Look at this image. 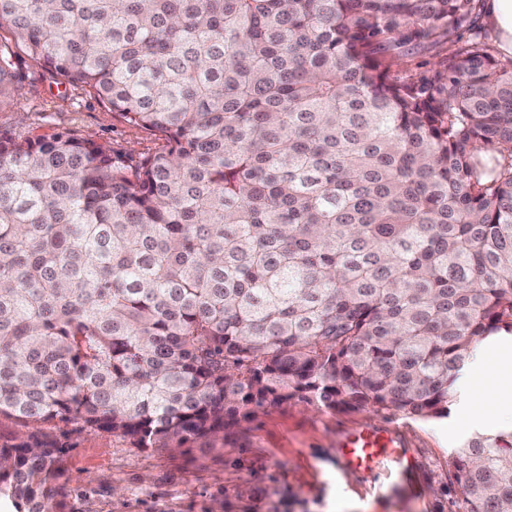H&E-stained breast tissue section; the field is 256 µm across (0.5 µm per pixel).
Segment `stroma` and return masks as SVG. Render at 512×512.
<instances>
[{"label":"stroma","instance_id":"obj_1","mask_svg":"<svg viewBox=\"0 0 512 512\" xmlns=\"http://www.w3.org/2000/svg\"><path fill=\"white\" fill-rule=\"evenodd\" d=\"M446 49L443 42L411 48L391 74L418 79ZM13 60L23 81L0 106V137H90L132 167L160 149L157 136L82 88L57 83L21 47ZM481 404L478 389L469 387L450 417L426 421L293 403L267 409L222 449L174 455L141 451L75 424L53 422L42 431L66 449L73 512H457L448 455L471 430L456 418ZM362 427L392 431L397 457H381L369 472L342 468L336 440Z\"/></svg>","mask_w":512,"mask_h":512}]
</instances>
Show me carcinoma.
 Segmentation results:
<instances>
[{"label": "carcinoma", "mask_w": 512, "mask_h": 512, "mask_svg": "<svg viewBox=\"0 0 512 512\" xmlns=\"http://www.w3.org/2000/svg\"><path fill=\"white\" fill-rule=\"evenodd\" d=\"M484 0H0V32L164 141L0 137V417L206 451L269 407L446 418L512 336V57ZM448 39L418 83L408 47ZM20 82L0 44V104ZM65 448L0 445V498L68 512ZM512 512V429L453 449Z\"/></svg>", "instance_id": "1"}]
</instances>
